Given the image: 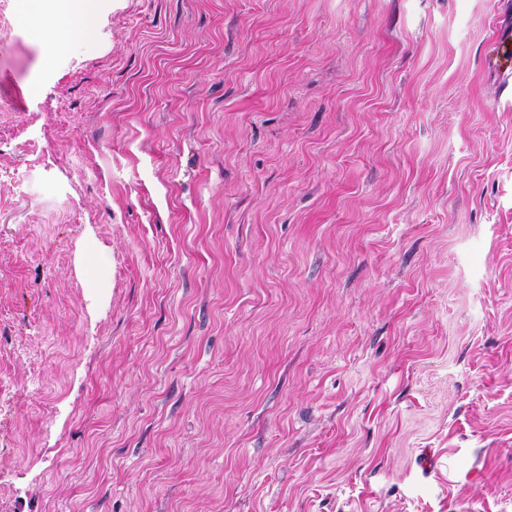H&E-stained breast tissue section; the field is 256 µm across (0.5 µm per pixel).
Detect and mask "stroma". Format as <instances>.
<instances>
[{
  "label": "stroma",
  "mask_w": 512,
  "mask_h": 512,
  "mask_svg": "<svg viewBox=\"0 0 512 512\" xmlns=\"http://www.w3.org/2000/svg\"><path fill=\"white\" fill-rule=\"evenodd\" d=\"M34 2L0 512H512V0ZM75 25L74 12H65L61 14L54 26L49 29L43 30L37 36L45 41L51 48L59 49L64 43L63 40L70 33L79 31Z\"/></svg>",
  "instance_id": "1"
}]
</instances>
